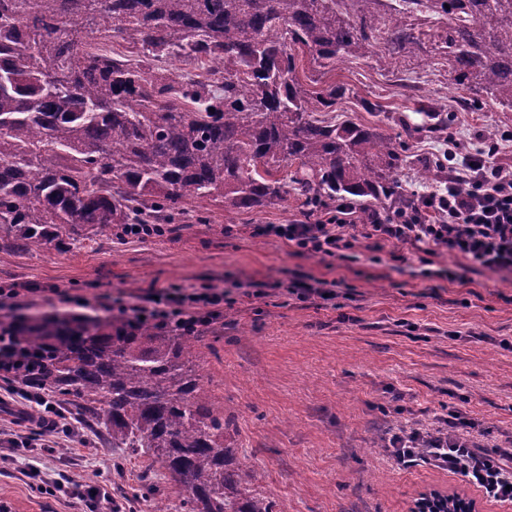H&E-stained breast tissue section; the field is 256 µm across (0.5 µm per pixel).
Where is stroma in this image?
<instances>
[{
    "label": "stroma",
    "instance_id": "35a3bbf8",
    "mask_svg": "<svg viewBox=\"0 0 512 512\" xmlns=\"http://www.w3.org/2000/svg\"><path fill=\"white\" fill-rule=\"evenodd\" d=\"M306 89L347 88L321 120L376 123L407 156L406 190L426 191L419 165L443 156L447 139L423 127L426 105L449 114L464 151L486 132L512 131V111L465 104L448 78L441 42H425L420 59L393 68L373 59L319 68L298 56ZM295 201L228 216L221 203L194 202L175 215L171 232L125 243L103 231L76 229L67 247L0 249V289L19 292L17 312L106 315L103 294L144 297L174 284L197 288L224 281L219 320L203 331L200 372L212 399L232 419L237 456L262 471L261 489L277 512H410L418 495L466 490L460 478L427 468L397 469L372 439L387 422L378 407L397 404L399 423L430 425L458 409L487 429L486 444L512 437V278L465 272L448 253L433 276L417 253L375 244L354 228L358 261L298 252L257 232L262 224L303 219ZM296 277L338 281L336 299H302L287 290ZM65 454L34 451L48 478L74 476L124 492L131 512H153L141 489L151 477L167 512H181L174 478L140 451L116 448L109 434L80 428ZM22 464L0 466V502L10 512H80L64 493L42 491Z\"/></svg>",
    "mask_w": 512,
    "mask_h": 512
}]
</instances>
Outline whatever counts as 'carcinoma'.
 <instances>
[{
	"mask_svg": "<svg viewBox=\"0 0 512 512\" xmlns=\"http://www.w3.org/2000/svg\"><path fill=\"white\" fill-rule=\"evenodd\" d=\"M419 13L448 19L452 84L512 110V0H0V240L42 249L67 224H170L204 198L228 215L290 198L405 206L403 150L377 125L317 119L345 89H305L296 49L324 68L415 55ZM164 58L208 78L154 71ZM12 328L52 344L48 387L112 447L167 469L185 512H274L196 369L200 335L89 314Z\"/></svg>",
	"mask_w": 512,
	"mask_h": 512,
	"instance_id": "obj_1",
	"label": "carcinoma"
}]
</instances>
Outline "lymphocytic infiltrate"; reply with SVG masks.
<instances>
[{
  "label": "lymphocytic infiltrate",
  "mask_w": 512,
  "mask_h": 512,
  "mask_svg": "<svg viewBox=\"0 0 512 512\" xmlns=\"http://www.w3.org/2000/svg\"><path fill=\"white\" fill-rule=\"evenodd\" d=\"M499 141L485 143L474 155L453 159L448 165L447 185L430 196L416 197L406 207L388 215L372 214L369 237L404 246L415 252H446L458 258L461 269L479 267L494 274L512 273V166L501 162ZM467 191H458V183ZM356 209L347 202L320 207L314 218L291 224H265L262 235L295 245L299 251L344 261L355 260L354 244L346 229L354 225ZM223 288L211 285L196 289L174 285L136 302L107 300L108 309L128 322L148 320L160 329L180 327L187 333L209 326L220 315ZM51 348L35 354L17 341L12 328L0 324V382L6 392L44 406L52 413L55 404L40 382V358ZM477 422L458 410L449 411L427 428L401 427L387 432V455L401 470L429 467L462 479L495 502H512V439L489 451L480 444ZM29 476L42 487L56 488L96 512L101 503H112L107 486L88 485L71 479L57 483L38 468Z\"/></svg>",
  "instance_id": "f902f5d3"
}]
</instances>
